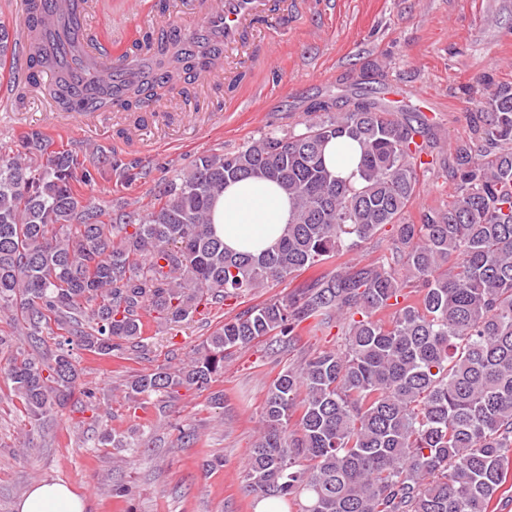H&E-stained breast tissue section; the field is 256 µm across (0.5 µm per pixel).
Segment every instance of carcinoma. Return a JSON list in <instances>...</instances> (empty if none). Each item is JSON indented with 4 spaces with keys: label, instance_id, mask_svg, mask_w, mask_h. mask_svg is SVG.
<instances>
[{
    "label": "carcinoma",
    "instance_id": "1",
    "mask_svg": "<svg viewBox=\"0 0 512 512\" xmlns=\"http://www.w3.org/2000/svg\"><path fill=\"white\" fill-rule=\"evenodd\" d=\"M47 29L51 41L36 42L30 62L52 68L64 50L102 111L139 108L156 71L172 81L199 71L195 55L162 38L150 57L131 60L119 96L69 22L50 19ZM486 87L476 142L457 146L448 162L455 199L419 224L405 213L432 148L427 124L366 92L343 112L312 104L297 131L198 158L136 224L103 220L105 207L79 193L112 181V163L91 169L38 131L0 151V316L15 329L0 336V347L15 346L0 374L28 418L73 397L74 348L112 356L143 335L141 312L182 323L202 304L339 259L390 225V257L251 308L185 366L140 375L124 393L133 401L205 389L231 350L334 321L339 347L271 383L245 490L297 512H494L512 474V84ZM52 92L65 111L83 99L67 71ZM344 137L360 148L352 181L322 158L327 141ZM245 178L276 182L294 204L287 233L258 255L228 251L211 230L213 196ZM50 329L55 350L41 352Z\"/></svg>",
    "mask_w": 512,
    "mask_h": 512
}]
</instances>
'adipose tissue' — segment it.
<instances>
[{
	"instance_id": "1",
	"label": "adipose tissue",
	"mask_w": 512,
	"mask_h": 512,
	"mask_svg": "<svg viewBox=\"0 0 512 512\" xmlns=\"http://www.w3.org/2000/svg\"><path fill=\"white\" fill-rule=\"evenodd\" d=\"M292 219V203L275 183L245 179L229 183L214 200L215 236L234 252L272 248ZM18 512H84L82 497L66 484L41 481L17 503Z\"/></svg>"
}]
</instances>
